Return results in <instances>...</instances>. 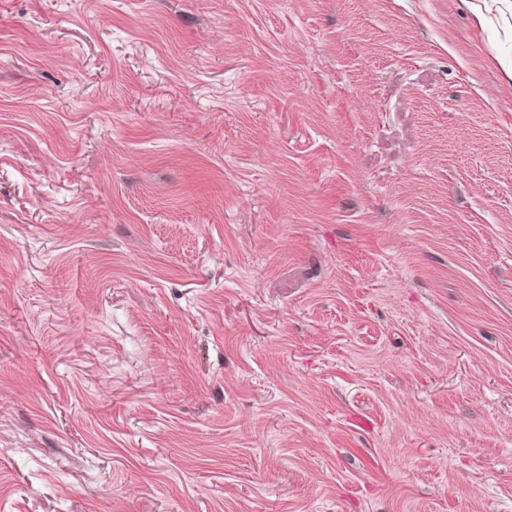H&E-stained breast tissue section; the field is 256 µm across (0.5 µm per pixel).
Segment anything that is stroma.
Returning a JSON list of instances; mask_svg holds the SVG:
<instances>
[{
  "mask_svg": "<svg viewBox=\"0 0 512 512\" xmlns=\"http://www.w3.org/2000/svg\"><path fill=\"white\" fill-rule=\"evenodd\" d=\"M472 2L0 0V512H512Z\"/></svg>",
  "mask_w": 512,
  "mask_h": 512,
  "instance_id": "1",
  "label": "stroma"
}]
</instances>
